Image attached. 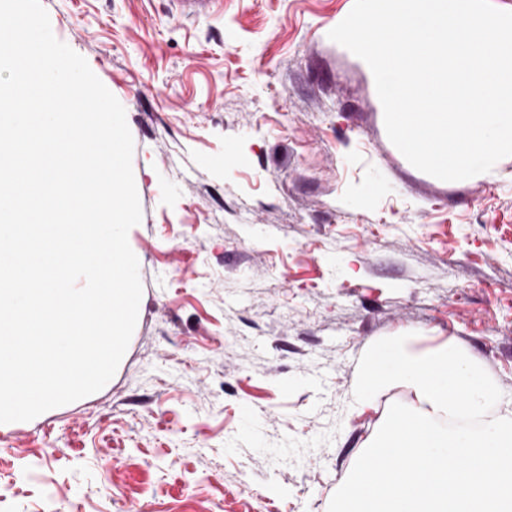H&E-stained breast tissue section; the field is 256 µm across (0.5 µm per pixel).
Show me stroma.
<instances>
[{
    "instance_id": "35a3bbf8",
    "label": "stroma",
    "mask_w": 512,
    "mask_h": 512,
    "mask_svg": "<svg viewBox=\"0 0 512 512\" xmlns=\"http://www.w3.org/2000/svg\"><path fill=\"white\" fill-rule=\"evenodd\" d=\"M118 99L143 300L98 392L0 431V512H328L402 386L377 340L448 343L512 409V158L442 181L389 141L354 0H41Z\"/></svg>"
}]
</instances>
